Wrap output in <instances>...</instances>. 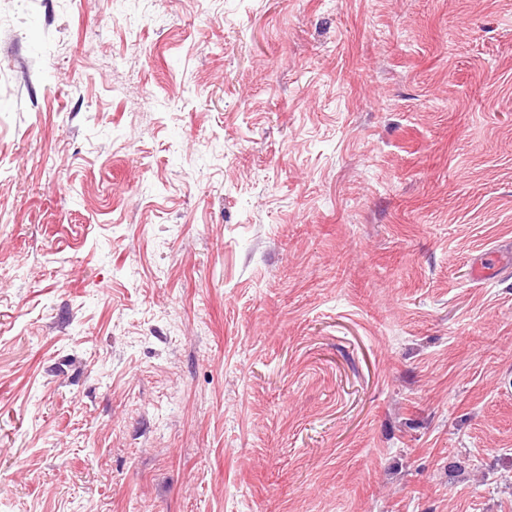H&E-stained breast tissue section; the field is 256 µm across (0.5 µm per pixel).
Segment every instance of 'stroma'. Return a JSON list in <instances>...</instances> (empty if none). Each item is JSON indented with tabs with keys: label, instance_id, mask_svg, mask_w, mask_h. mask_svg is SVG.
<instances>
[{
	"label": "stroma",
	"instance_id": "35a3bbf8",
	"mask_svg": "<svg viewBox=\"0 0 512 512\" xmlns=\"http://www.w3.org/2000/svg\"><path fill=\"white\" fill-rule=\"evenodd\" d=\"M512 0H0V512H512Z\"/></svg>",
	"mask_w": 512,
	"mask_h": 512
}]
</instances>
